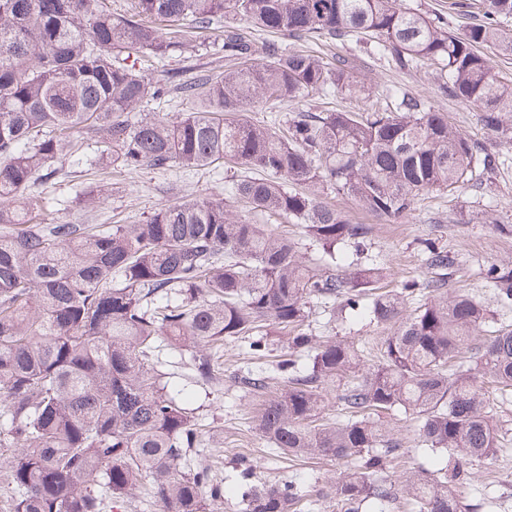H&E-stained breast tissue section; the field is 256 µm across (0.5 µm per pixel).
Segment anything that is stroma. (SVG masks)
Segmentation results:
<instances>
[{
	"instance_id": "stroma-1",
	"label": "stroma",
	"mask_w": 512,
	"mask_h": 512,
	"mask_svg": "<svg viewBox=\"0 0 512 512\" xmlns=\"http://www.w3.org/2000/svg\"><path fill=\"white\" fill-rule=\"evenodd\" d=\"M346 53L353 59L356 80L365 88L385 84L402 86L434 102L460 132L474 139H484L476 110L442 96L427 70L399 76L382 68L363 49L353 46L347 48ZM225 177L220 167L200 169L187 175L174 167L146 168L128 176H116L107 199L90 215L74 200L82 187V177L46 184L42 196L47 200L48 212L61 222L110 224L122 220L138 224L164 205L223 192ZM324 199L352 221L371 227L368 253L390 267L396 283H421L432 278L433 273L426 268L422 256V248L427 243L454 251L460 258L456 272L448 278L449 289L463 288L488 302L493 301L495 293V284L486 275L488 265H512V236L500 234L494 225L466 220L469 213L483 210L497 215L501 223L512 224V166L497 171L487 188L425 196L397 224L383 223L335 194H325ZM309 321L316 340L341 336L354 341L362 355L361 365L366 369L379 364L384 343L394 332L393 326L376 324L362 314L343 322L336 320L316 303L311 306ZM188 389L205 417L206 447L246 453L262 474L278 480H294L303 494L315 500L314 512H340L331 484L339 468L337 462L326 459L292 462L270 455L267 442L256 430L253 420L256 397L244 393L233 382H225L224 386L208 392L195 386ZM489 468L495 470L499 481L497 512H512V456L497 458L489 464L474 463L472 485L463 489V500L471 501L474 486L485 480V471Z\"/></svg>"
}]
</instances>
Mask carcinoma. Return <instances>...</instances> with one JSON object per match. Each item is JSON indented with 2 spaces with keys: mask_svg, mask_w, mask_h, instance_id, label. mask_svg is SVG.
<instances>
[{
  "mask_svg": "<svg viewBox=\"0 0 512 512\" xmlns=\"http://www.w3.org/2000/svg\"><path fill=\"white\" fill-rule=\"evenodd\" d=\"M477 21L454 30L400 0H0V470L9 512H223L224 460L203 451L204 424L191 396L173 386L166 346L182 348L185 380L224 384V340L246 339L247 366L230 380L261 398L256 428L277 454L343 465L341 512L400 497L413 512H487L464 504L468 466L509 452L497 409L512 397V328L476 347L494 319L477 296L442 292L458 256L432 244L425 265L434 294L405 313L416 284L385 290L378 263L336 272L344 249L360 252L370 226L320 197L328 189L386 223L422 196L487 185L507 155L448 124L428 100L390 85L377 106L303 110L352 94L347 55L256 43L241 24L295 41L367 52L398 74L432 68L437 89L479 111L482 128L512 145V79L485 49L512 55L502 27L512 0H479ZM223 39L224 71L187 80L164 60L176 47L197 56L186 28ZM132 63H127V60ZM151 63L145 79L135 63ZM175 103L176 121L136 113ZM299 110L281 120L287 105ZM270 113L263 124L245 113ZM97 152L83 157L85 136ZM241 168L229 198L265 217L300 224L320 250L302 261L299 242L242 219L214 195L155 210L141 224H69L41 218L40 188L70 168ZM109 182L88 184L91 212ZM496 304L512 309V268L493 265ZM339 304L392 324L383 362L359 374L354 343L316 342L309 304ZM281 339L273 353L268 337ZM343 383L349 418L318 423L325 393ZM402 412L420 422L424 450L448 456L432 473L387 464L407 455L376 419ZM242 512H308L292 481L268 480L237 457Z\"/></svg>",
  "mask_w": 512,
  "mask_h": 512,
  "instance_id": "obj_1",
  "label": "carcinoma"
}]
</instances>
